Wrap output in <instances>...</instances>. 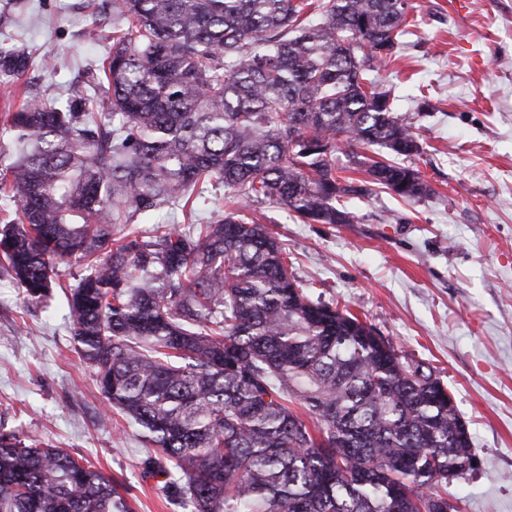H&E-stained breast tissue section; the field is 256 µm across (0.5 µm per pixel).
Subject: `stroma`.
Returning <instances> with one entry per match:
<instances>
[{
    "mask_svg": "<svg viewBox=\"0 0 512 512\" xmlns=\"http://www.w3.org/2000/svg\"><path fill=\"white\" fill-rule=\"evenodd\" d=\"M411 3L412 33L379 78L419 135L410 164L431 195L375 189L351 200L356 224H304L268 203L246 215L284 244L313 298L351 311L447 386L479 459L448 486L460 512H512V0H469L462 14L449 0ZM97 23L112 17L85 0H0V37L56 57L23 84L60 101L109 49L84 36ZM58 272L50 298L27 304L0 269V432L88 459L131 512H177L142 478L148 448L74 349L64 289L80 269Z\"/></svg>",
    "mask_w": 512,
    "mask_h": 512,
    "instance_id": "1",
    "label": "stroma"
}]
</instances>
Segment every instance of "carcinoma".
<instances>
[{
	"mask_svg": "<svg viewBox=\"0 0 512 512\" xmlns=\"http://www.w3.org/2000/svg\"><path fill=\"white\" fill-rule=\"evenodd\" d=\"M410 0H112L102 66L63 105L0 114L22 143L0 169V258L25 300L67 294L74 347L151 448L144 472L184 512H459L473 472L444 385L348 310L312 299L286 250L240 212L284 206L353 224L379 185L432 194L420 145L378 78ZM35 64L0 40L8 99ZM379 146L363 180L336 154ZM224 218L139 220L195 199ZM0 512H129L112 479L60 448L0 435Z\"/></svg>",
	"mask_w": 512,
	"mask_h": 512,
	"instance_id": "1",
	"label": "carcinoma"
}]
</instances>
